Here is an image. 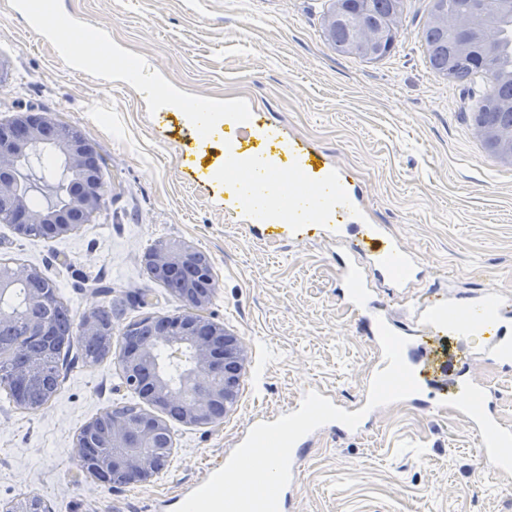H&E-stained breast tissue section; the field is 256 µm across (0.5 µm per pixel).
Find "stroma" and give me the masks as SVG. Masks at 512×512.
Wrapping results in <instances>:
<instances>
[{"label":"stroma","mask_w":512,"mask_h":512,"mask_svg":"<svg viewBox=\"0 0 512 512\" xmlns=\"http://www.w3.org/2000/svg\"><path fill=\"white\" fill-rule=\"evenodd\" d=\"M59 2L60 21L145 62L162 93L144 96L117 69L72 67L52 26L19 0H0V122L34 110L80 129L111 189L94 223L64 236L0 223V261L52 280L74 320L111 307L117 337L132 320L179 312L143 255L160 240L186 241L212 265L208 315L240 337L247 361L223 423L171 421L174 452L149 484L104 485L72 456L83 425L133 399L114 356L91 362L71 351L57 394L36 411L0 389V506L36 495L51 512H176L253 418L285 411L309 385L353 399L374 367L336 298L335 241L260 242L225 215L220 183L182 175L194 128L171 117L164 93L239 99L284 124L343 169L361 190L365 221L388 225L441 289L512 290V164L475 131L486 82H453L426 62L432 0H406L399 41L376 61L326 44L328 0ZM301 470L297 512H512L507 480L483 463L467 424L407 404L378 414L362 436L318 434Z\"/></svg>","instance_id":"obj_1"}]
</instances>
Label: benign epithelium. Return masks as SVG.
<instances>
[{
    "mask_svg": "<svg viewBox=\"0 0 512 512\" xmlns=\"http://www.w3.org/2000/svg\"><path fill=\"white\" fill-rule=\"evenodd\" d=\"M448 26L466 33L467 41L461 51L474 43L487 42L496 37L491 28L473 22L464 16L448 18ZM382 40V32L359 30L354 44L371 48ZM48 117L43 112H18L13 120L0 124V222L9 223L21 235L37 231L44 238L65 235L77 227L71 214L58 207L41 211L22 208L24 183L19 174L18 155L38 142L39 128ZM479 134L505 162L512 163V129L502 130L482 126ZM66 170L73 174L68 191L79 201V216L83 224L93 222L103 207L97 180L88 168L97 152L93 144L77 129L67 128L64 136L53 145ZM143 261L159 281L180 284L176 293L182 295L183 311L162 318L154 339L139 343L129 340L120 346L117 360L129 376L126 385L133 389L142 403L151 407L134 418L112 415V409L101 411L79 431L75 443V457L85 472L101 483L126 481L147 484L157 476L152 454L162 445L172 453L174 440L165 419L169 411H179L177 421L187 426L216 425L229 411V400L240 381L245 350L238 337L228 333L224 324L213 321L206 313L212 299V270L209 258L196 254V249L185 242L167 244L148 250ZM39 272L31 267L8 266L0 268V294L17 285L35 280ZM158 346L188 349L192 360L177 385L154 367V351ZM37 383L26 368L11 375V388L18 402ZM109 434L113 447L121 449L117 455L102 453L87 463L89 448ZM4 512H49L45 502L37 496L8 505Z\"/></svg>",
    "mask_w": 512,
    "mask_h": 512,
    "instance_id": "benign-epithelium-1",
    "label": "benign epithelium"
}]
</instances>
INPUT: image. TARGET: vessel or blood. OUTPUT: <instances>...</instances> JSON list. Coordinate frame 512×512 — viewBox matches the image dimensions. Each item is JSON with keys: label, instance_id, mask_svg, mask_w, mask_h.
Returning a JSON list of instances; mask_svg holds the SVG:
<instances>
[{"label": "vessel or blood", "instance_id": "b4317fda", "mask_svg": "<svg viewBox=\"0 0 512 512\" xmlns=\"http://www.w3.org/2000/svg\"><path fill=\"white\" fill-rule=\"evenodd\" d=\"M84 52L97 69L124 65L97 42L85 43ZM173 109L191 115L198 146L223 139L222 168L203 167L196 159L188 166L198 180L223 184L226 214L243 212L246 223L272 242L299 238L310 224L326 225L337 240L349 241L350 252L338 263V285L357 333L378 346L383 323L406 338L403 360L419 385L408 403L461 417L478 438L482 457L492 460L498 475H511L512 427L499 416L502 394L475 366L512 371V293L486 291L465 299L408 293L400 315H393L372 283L408 291L423 277L420 260L384 225L356 223L360 194L338 165L257 109L235 102L211 109L191 97Z\"/></svg>", "mask_w": 512, "mask_h": 512}]
</instances>
